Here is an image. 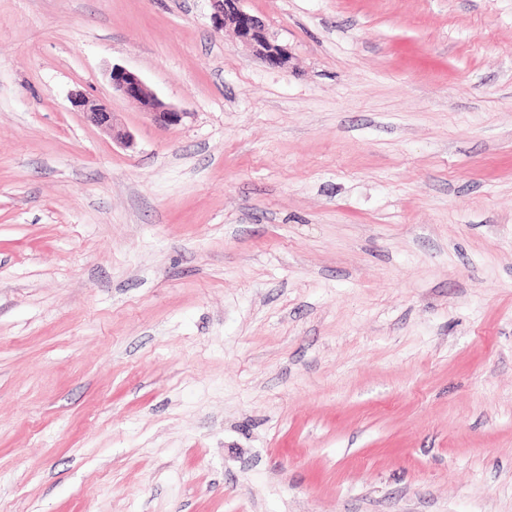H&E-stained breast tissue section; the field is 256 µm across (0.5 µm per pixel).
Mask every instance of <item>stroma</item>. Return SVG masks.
<instances>
[{
  "label": "stroma",
  "instance_id": "1",
  "mask_svg": "<svg viewBox=\"0 0 512 512\" xmlns=\"http://www.w3.org/2000/svg\"><path fill=\"white\" fill-rule=\"evenodd\" d=\"M244 7L0 0V512H512V0ZM211 1L215 8L214 19L225 29H231L258 58L274 68L288 65L287 49L278 43L262 19L244 9L245 0ZM112 89L123 97L137 102L153 121L164 127L182 122L184 112L166 105L153 93L138 74L121 66H113L110 72ZM76 107H82L89 120L108 133L112 140L129 146L132 142L131 134L115 119L114 113L105 102H95L78 97L75 100Z\"/></svg>",
  "mask_w": 512,
  "mask_h": 512
}]
</instances>
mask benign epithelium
I'll return each mask as SVG.
<instances>
[{
  "label": "benign epithelium",
  "instance_id": "obj_1",
  "mask_svg": "<svg viewBox=\"0 0 512 512\" xmlns=\"http://www.w3.org/2000/svg\"><path fill=\"white\" fill-rule=\"evenodd\" d=\"M214 19L224 28L233 31L235 36L250 47L253 53L274 68L288 65L289 54L270 33L265 22L243 7L245 0H212ZM112 89L123 97L137 102L153 121L164 127L182 122L185 113L163 103L144 83L138 74L121 66H114L110 72ZM76 106L83 109L89 120L108 133L112 140L128 146L132 135L115 119L114 113L105 102H95L78 97Z\"/></svg>",
  "mask_w": 512,
  "mask_h": 512
}]
</instances>
